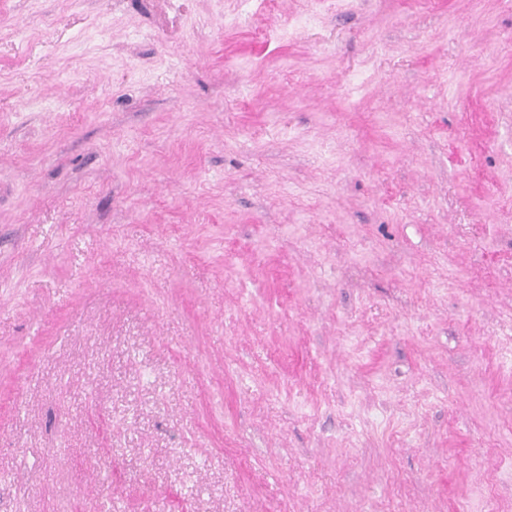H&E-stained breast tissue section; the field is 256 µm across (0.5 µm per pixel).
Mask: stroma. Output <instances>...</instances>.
<instances>
[{
  "label": "stroma",
  "mask_w": 512,
  "mask_h": 512,
  "mask_svg": "<svg viewBox=\"0 0 512 512\" xmlns=\"http://www.w3.org/2000/svg\"><path fill=\"white\" fill-rule=\"evenodd\" d=\"M0 0V512H512V0Z\"/></svg>",
  "instance_id": "stroma-1"
}]
</instances>
